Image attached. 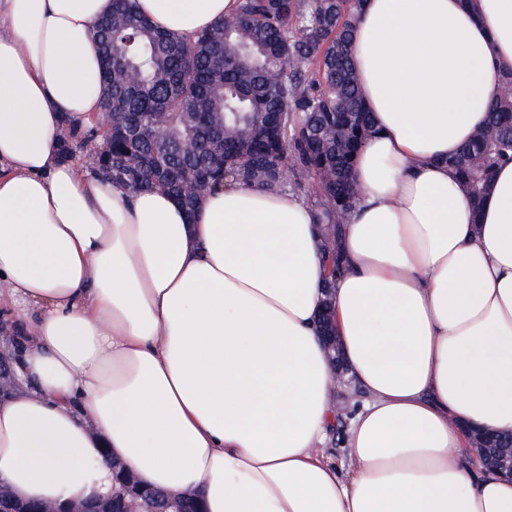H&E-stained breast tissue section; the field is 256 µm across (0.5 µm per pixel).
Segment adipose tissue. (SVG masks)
Instances as JSON below:
<instances>
[{
	"mask_svg": "<svg viewBox=\"0 0 512 512\" xmlns=\"http://www.w3.org/2000/svg\"><path fill=\"white\" fill-rule=\"evenodd\" d=\"M192 39L238 0H134ZM112 0H0V310L24 342L0 398V486L109 496L114 464L202 512H512L470 430L512 436V162L472 203L448 160L512 72V0H359L374 131L341 226L339 346L365 398L336 465L328 270L312 203L237 184L196 217L66 158L100 105Z\"/></svg>",
	"mask_w": 512,
	"mask_h": 512,
	"instance_id": "ef3b65f1",
	"label": "adipose tissue"
}]
</instances>
